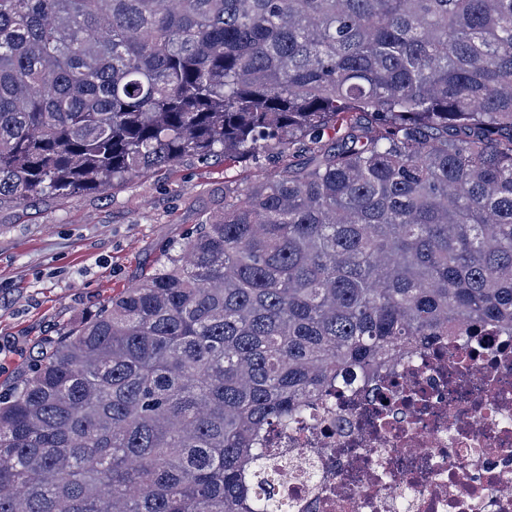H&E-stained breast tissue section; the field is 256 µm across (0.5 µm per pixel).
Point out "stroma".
Masks as SVG:
<instances>
[{"instance_id": "obj_1", "label": "stroma", "mask_w": 512, "mask_h": 512, "mask_svg": "<svg viewBox=\"0 0 512 512\" xmlns=\"http://www.w3.org/2000/svg\"><path fill=\"white\" fill-rule=\"evenodd\" d=\"M279 165L184 158L117 184L23 205L0 204V393L23 385L49 341L84 322L183 244L225 189Z\"/></svg>"}]
</instances>
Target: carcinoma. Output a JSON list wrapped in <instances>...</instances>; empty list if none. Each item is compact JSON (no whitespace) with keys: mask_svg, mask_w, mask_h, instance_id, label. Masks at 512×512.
Wrapping results in <instances>:
<instances>
[{"mask_svg":"<svg viewBox=\"0 0 512 512\" xmlns=\"http://www.w3.org/2000/svg\"><path fill=\"white\" fill-rule=\"evenodd\" d=\"M271 147L0 396V512H286L260 433L512 333V0H0V203Z\"/></svg>","mask_w":512,"mask_h":512,"instance_id":"1","label":"carcinoma"}]
</instances>
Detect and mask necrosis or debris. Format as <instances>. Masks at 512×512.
<instances>
[{"instance_id": "necrosis-or-debris-1", "label": "necrosis or debris", "mask_w": 512, "mask_h": 512, "mask_svg": "<svg viewBox=\"0 0 512 512\" xmlns=\"http://www.w3.org/2000/svg\"><path fill=\"white\" fill-rule=\"evenodd\" d=\"M263 438L290 512H512V336L397 355Z\"/></svg>"}]
</instances>
